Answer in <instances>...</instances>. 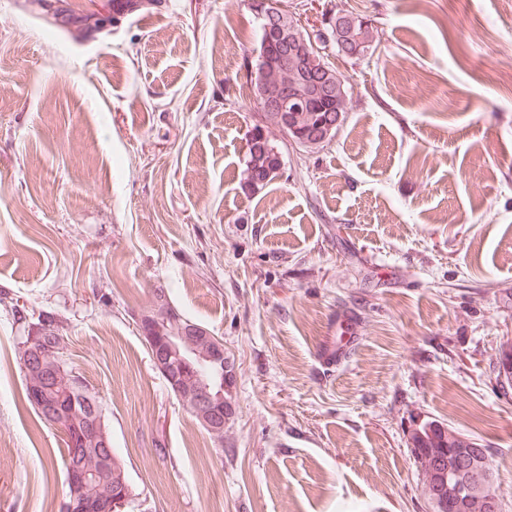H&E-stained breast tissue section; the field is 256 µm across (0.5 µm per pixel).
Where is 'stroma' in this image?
Instances as JSON below:
<instances>
[{"mask_svg":"<svg viewBox=\"0 0 512 512\" xmlns=\"http://www.w3.org/2000/svg\"><path fill=\"white\" fill-rule=\"evenodd\" d=\"M359 14L349 110L244 187L259 122L249 0H160L85 40L0 0V295L55 312L100 396L127 512H431L411 454L436 421L488 448L512 512V0H284ZM224 341L216 443L155 369L156 291ZM358 317L340 368L319 348ZM64 444L0 363V512H53Z\"/></svg>","mask_w":512,"mask_h":512,"instance_id":"obj_1","label":"stroma"}]
</instances>
